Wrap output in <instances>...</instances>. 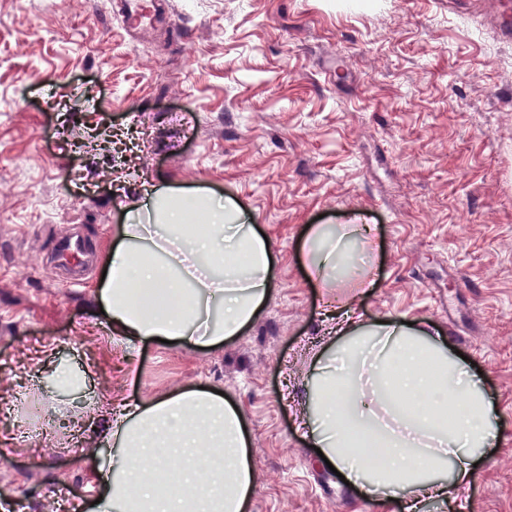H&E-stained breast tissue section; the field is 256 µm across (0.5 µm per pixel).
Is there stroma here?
Returning a JSON list of instances; mask_svg holds the SVG:
<instances>
[{
	"mask_svg": "<svg viewBox=\"0 0 512 512\" xmlns=\"http://www.w3.org/2000/svg\"><path fill=\"white\" fill-rule=\"evenodd\" d=\"M129 38L111 0H0V507L93 512L94 407L192 387L238 410L245 512H390L315 456L300 417L355 297L467 356L500 422L423 512H512V0H171ZM235 203L274 258L215 348L113 339L97 290L152 187ZM365 224L332 290L309 227Z\"/></svg>",
	"mask_w": 512,
	"mask_h": 512,
	"instance_id": "1",
	"label": "stroma"
}]
</instances>
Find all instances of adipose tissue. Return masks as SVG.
I'll list each match as a JSON object with an SVG mask.
<instances>
[{
  "mask_svg": "<svg viewBox=\"0 0 512 512\" xmlns=\"http://www.w3.org/2000/svg\"><path fill=\"white\" fill-rule=\"evenodd\" d=\"M205 209L210 230H191L190 211ZM310 275L330 282L338 273L336 244L324 226L306 241ZM246 255L243 264L237 255ZM99 290L109 330L134 344L161 338L215 347L235 335L269 294L268 245L236 207L204 192L156 190L145 218L123 225ZM340 364L321 362L312 386L307 432L313 446L372 497L401 492L408 512L444 497L463 481L496 434L482 389L461 362L425 329L401 319L373 323L348 318L341 328ZM433 368H425L423 358ZM343 400L328 396L332 388ZM456 413L442 427L445 410ZM360 432L380 448L374 463L357 459L349 436ZM120 463L104 480L98 512H244L255 483L240 416L222 395L190 388L148 405H124L104 424ZM170 483L156 479L173 458Z\"/></svg>",
  "mask_w": 512,
  "mask_h": 512,
  "instance_id": "ef3b65f1",
  "label": "adipose tissue"
}]
</instances>
